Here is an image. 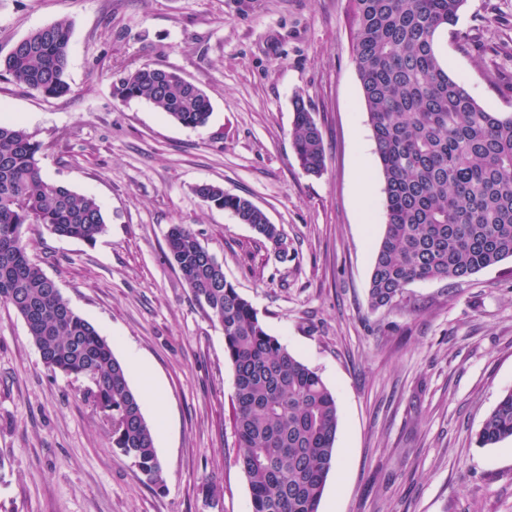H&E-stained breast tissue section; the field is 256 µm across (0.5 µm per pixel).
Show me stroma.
<instances>
[{"label": "stroma", "mask_w": 512, "mask_h": 512, "mask_svg": "<svg viewBox=\"0 0 512 512\" xmlns=\"http://www.w3.org/2000/svg\"><path fill=\"white\" fill-rule=\"evenodd\" d=\"M348 0H0V55L33 29L70 24V91L44 98L0 77V117L46 144L44 177L95 197L94 242L23 230L30 257L112 344L162 387L164 483L113 452L84 380L48 372L0 303V512H251L231 418L224 334L165 258L189 225L268 332L336 394L338 463L319 512H512V441L476 432L512 389V260L411 284L371 310L383 181L360 93ZM450 74L488 110L512 112V0H468L442 42ZM149 63L201 87L212 115L182 126L112 95ZM324 138L326 169L292 149L295 96ZM372 187L359 196V177ZM211 183L251 200L288 239L276 257L250 225L205 206ZM218 495L206 498L202 482Z\"/></svg>", "instance_id": "1"}]
</instances>
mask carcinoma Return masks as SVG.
<instances>
[{"instance_id": "1", "label": "carcinoma", "mask_w": 512, "mask_h": 512, "mask_svg": "<svg viewBox=\"0 0 512 512\" xmlns=\"http://www.w3.org/2000/svg\"><path fill=\"white\" fill-rule=\"evenodd\" d=\"M467 0H348L353 62L384 182V232L368 288L372 310L396 303L416 281L463 279L512 259V112L485 109L448 73L438 41ZM70 26L37 28L0 57V72L46 98L65 80ZM113 97L142 99L179 124L205 126L207 94L173 70L148 63L117 74ZM293 149L305 173L325 170L320 127L303 98L293 103ZM42 143L0 121V302L26 324L45 368L90 382L86 397L110 425L112 448L160 486L163 468L127 368L96 327L76 313L30 258L23 227L93 242L105 229L95 198L48 181ZM195 194L208 207L251 225L260 242L288 240L249 199L210 184ZM167 260L224 333L234 368L237 465L251 512H319L337 462L339 411L320 374L270 335L252 304L224 278V267L185 224L167 235ZM512 440V390L486 415L476 444Z\"/></svg>"}]
</instances>
